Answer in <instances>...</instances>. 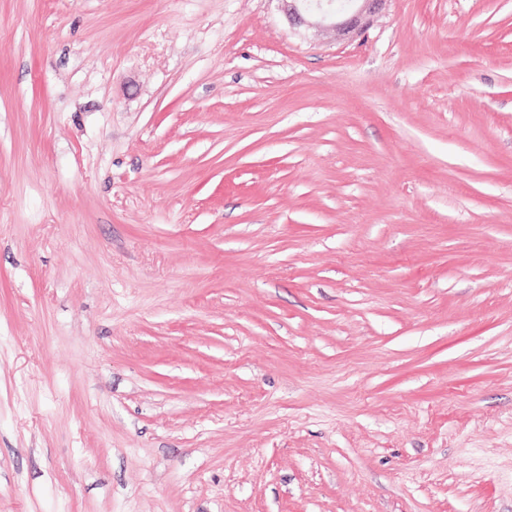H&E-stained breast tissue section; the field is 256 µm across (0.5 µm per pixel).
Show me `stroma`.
<instances>
[{
    "label": "stroma",
    "mask_w": 512,
    "mask_h": 512,
    "mask_svg": "<svg viewBox=\"0 0 512 512\" xmlns=\"http://www.w3.org/2000/svg\"><path fill=\"white\" fill-rule=\"evenodd\" d=\"M0 512H512V0H0ZM284 4V11L288 20L293 25H303L310 23L305 17L318 10L321 13V22L330 19L328 26L335 32L338 31L342 35H349L355 31L360 30L366 23L368 18L379 9L385 0H348L343 6H336L333 12L324 11L321 1L310 0H279ZM316 2V3H312ZM352 11V14L341 21H337L336 17L347 11ZM321 22H318L321 24Z\"/></svg>",
    "instance_id": "1"
}]
</instances>
